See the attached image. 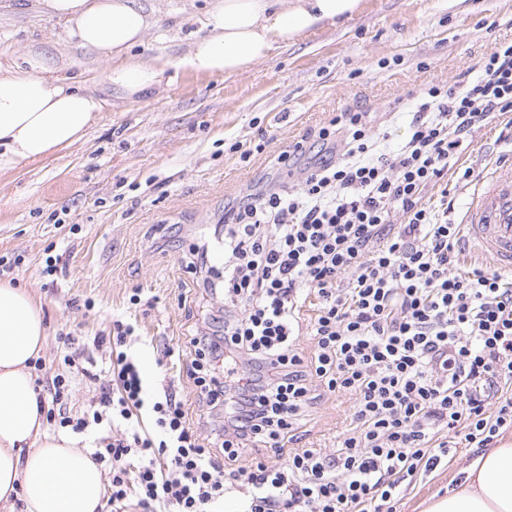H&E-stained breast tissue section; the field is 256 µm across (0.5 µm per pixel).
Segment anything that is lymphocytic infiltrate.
I'll return each mask as SVG.
<instances>
[{"label": "lymphocytic infiltrate", "mask_w": 512, "mask_h": 512, "mask_svg": "<svg viewBox=\"0 0 512 512\" xmlns=\"http://www.w3.org/2000/svg\"><path fill=\"white\" fill-rule=\"evenodd\" d=\"M478 68L462 89L428 86L396 147L363 113L334 116L313 136L332 145L344 127L342 160L225 216L223 267L190 247L204 289L224 296L222 334L190 339V376L222 411L221 436L201 438L176 393L147 396L122 320L96 409L71 415L70 377L52 378L48 422L83 435L126 426L91 454L109 471L113 512L131 500L138 512H224L237 484L249 489L242 512H396L401 483L447 457L442 434L483 448L512 427V276L455 273L458 227L421 203L474 132L512 112V42ZM397 210L404 223L391 222ZM312 297L315 316L300 326ZM316 381L351 400L332 454L291 445ZM146 416L154 433L141 429ZM259 443L287 449V465L240 466Z\"/></svg>", "instance_id": "obj_1"}]
</instances>
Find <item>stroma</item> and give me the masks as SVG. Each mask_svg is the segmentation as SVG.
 I'll return each mask as SVG.
<instances>
[{"label": "stroma", "instance_id": "35a3bbf8", "mask_svg": "<svg viewBox=\"0 0 512 512\" xmlns=\"http://www.w3.org/2000/svg\"><path fill=\"white\" fill-rule=\"evenodd\" d=\"M137 2L157 20L135 50L146 59L184 54L190 20L209 8V0ZM511 40L512 0H362L353 17L277 47L235 77L181 73L163 89L125 98L103 82V62L66 42L37 0H0L1 63L45 52L59 75L77 78L104 103L77 143L0 170V256L20 258L13 279L41 301L40 379L68 373L63 359L72 353L91 360L93 372L108 367L110 349L95 339L119 317L135 328L127 350L149 392L176 390L199 418L206 408L188 374L189 339L223 310L224 298L201 290L200 272L185 260L189 247L211 243L212 264H223L214 243L225 212L324 157L317 147L294 166L274 164L309 130L336 113L362 111L373 132L400 141L424 87L461 88L478 76L483 56ZM501 128L496 121L474 132L444 178L447 192L427 188L425 205L448 195V217L456 219L470 187L463 172L512 155ZM237 141L264 150L245 163L228 149ZM50 255L63 264L53 284L42 275ZM68 333L78 337L74 346L62 342ZM348 410V398L332 395L311 405L296 447L332 452ZM477 455L453 449L436 471L402 485L399 512H424L432 496L456 490Z\"/></svg>", "mask_w": 512, "mask_h": 512}]
</instances>
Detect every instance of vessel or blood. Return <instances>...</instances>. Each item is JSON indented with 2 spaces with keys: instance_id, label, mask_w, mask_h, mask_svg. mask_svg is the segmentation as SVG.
Masks as SVG:
<instances>
[{
  "instance_id": "obj_1",
  "label": "vessel or blood",
  "mask_w": 512,
  "mask_h": 512,
  "mask_svg": "<svg viewBox=\"0 0 512 512\" xmlns=\"http://www.w3.org/2000/svg\"><path fill=\"white\" fill-rule=\"evenodd\" d=\"M467 242L502 271H512V159L478 175L466 208L457 217Z\"/></svg>"
}]
</instances>
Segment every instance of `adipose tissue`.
Instances as JSON below:
<instances>
[{
    "label": "adipose tissue",
    "mask_w": 512,
    "mask_h": 512,
    "mask_svg": "<svg viewBox=\"0 0 512 512\" xmlns=\"http://www.w3.org/2000/svg\"><path fill=\"white\" fill-rule=\"evenodd\" d=\"M361 0H213L188 51L147 62L132 56L154 25L135 0H41L69 42L106 61L103 80L126 96L161 87L168 71L230 77L275 47L354 16ZM103 109L79 82L59 76L41 51L0 64V169L78 142ZM46 342L33 295L0 283V512H100L104 475L67 433L46 431L31 361ZM427 512H512V443L489 449L463 486Z\"/></svg>",
    "instance_id": "1"
}]
</instances>
